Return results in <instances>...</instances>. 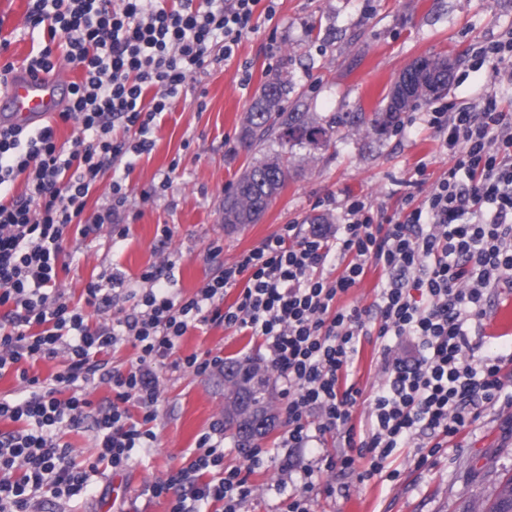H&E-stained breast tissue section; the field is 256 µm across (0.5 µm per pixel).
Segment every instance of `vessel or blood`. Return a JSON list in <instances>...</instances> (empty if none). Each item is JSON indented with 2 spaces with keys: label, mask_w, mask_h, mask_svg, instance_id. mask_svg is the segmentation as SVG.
<instances>
[{
  "label": "vessel or blood",
  "mask_w": 512,
  "mask_h": 512,
  "mask_svg": "<svg viewBox=\"0 0 512 512\" xmlns=\"http://www.w3.org/2000/svg\"><path fill=\"white\" fill-rule=\"evenodd\" d=\"M60 75L15 71L0 90V125L16 123L35 128L65 107Z\"/></svg>",
  "instance_id": "1"
}]
</instances>
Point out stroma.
I'll return each mask as SVG.
<instances>
[{
    "mask_svg": "<svg viewBox=\"0 0 512 512\" xmlns=\"http://www.w3.org/2000/svg\"><path fill=\"white\" fill-rule=\"evenodd\" d=\"M28 0H0V66L24 65L43 40L27 21ZM512 37V0H277L273 20H259L232 60L214 47L212 63L187 80L172 112L152 128L151 153L128 155V203L121 217L127 233L113 238L110 227L88 237L70 236L74 255L58 272V289L71 305H84L88 283L121 271L137 294L149 267L161 270L175 293L190 298L210 278L266 237L296 223L310 232L313 218L338 228L349 198L365 200L385 217L406 206L408 196L423 198L422 174L438 178L450 162L440 137L427 122L429 105L407 112L387 135L341 131L335 147L315 153L295 149L285 186L258 223L234 230L224 226V191L259 159L246 152L239 134L261 86L280 77L291 91L288 107L322 119L334 114L367 117L387 103L402 70L414 59L444 54L455 68L441 102L457 106L478 101L495 87L502 108L512 107V85H491L479 50ZM172 184H164L165 175ZM154 188L149 201L143 189ZM171 237H163L162 227ZM178 356H251L267 359L261 339L222 324L188 328L178 341ZM380 344L363 340L349 379L365 393L379 389ZM160 401L152 424L153 448L136 450L131 467L100 470L92 492L61 498L50 512H169L167 498L151 497L147 486L170 470L190 463L197 441L224 419V377L214 371L195 375L163 369ZM284 423L259 439L264 463L248 482L254 492L240 512H281L293 482L285 461L299 460L303 449L283 447ZM415 447L398 449L389 469L396 480L349 478V494H331L323 472L317 487L319 512H471L512 473V406L486 407L476 426L452 439L445 452L416 466Z\"/></svg>",
    "mask_w": 512,
    "mask_h": 512,
    "instance_id": "obj_1",
    "label": "stroma"
}]
</instances>
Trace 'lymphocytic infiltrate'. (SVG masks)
Wrapping results in <instances>:
<instances>
[{
  "mask_svg": "<svg viewBox=\"0 0 512 512\" xmlns=\"http://www.w3.org/2000/svg\"><path fill=\"white\" fill-rule=\"evenodd\" d=\"M273 0H29L31 28L49 41L27 62L30 72H51V45L65 44L66 58L83 78L71 82L59 118L78 132L59 145L56 127H0V375L14 371L19 396L0 398V420L17 430L0 432V512H30L37 498L86 492L99 463L127 469L132 452L156 440L151 424L159 403V369L172 366L203 375L223 370L220 358L179 357L177 343L188 327L219 322L262 339L270 364L282 378L287 399L285 445L308 450L292 465L298 476L283 512H316L321 471L366 480L387 468L396 449L428 435L416 463L443 452L482 417L486 405L512 403V353L471 359L469 325L486 315L490 288L512 283V113L500 109L494 90L479 105L434 107L429 122L452 163L421 202L398 215L375 219L361 198H351L335 235L300 234L285 225L242 254L221 275L188 299L158 285L156 269L143 281L150 289L134 298L115 323H91L85 306L104 307L125 278L115 272L90 282L84 306H73L56 290L70 231L88 236L112 223L127 202L123 178H113L107 210L86 213L100 172L119 167L128 151H150L154 120L172 111L192 74L211 62L223 44L232 57L259 18L273 19ZM134 134L116 138L114 126ZM26 191L13 195L16 180ZM344 267L324 277L330 258ZM387 273L371 306L335 307L337 296L354 288L367 264ZM239 294L232 304L230 288ZM381 340L385 383L372 399L348 380L364 338ZM411 340L414 356L392 355L387 337ZM138 350L127 369L112 367L110 352L122 342ZM64 356L50 382L29 376L27 363ZM107 383L112 398L94 408L82 387ZM70 390L61 398L62 390ZM136 403L133 418L127 403ZM368 404V429L356 435L352 413ZM93 419L98 459L71 466L63 428ZM333 433L347 448L333 457L322 452ZM189 466L154 482L153 497H168L169 512H205L221 504L238 512L252 489L247 469L262 462V449L245 453L246 469H225L224 442L203 434Z\"/></svg>",
  "mask_w": 512,
  "mask_h": 512,
  "instance_id": "1",
  "label": "lymphocytic infiltrate"
}]
</instances>
